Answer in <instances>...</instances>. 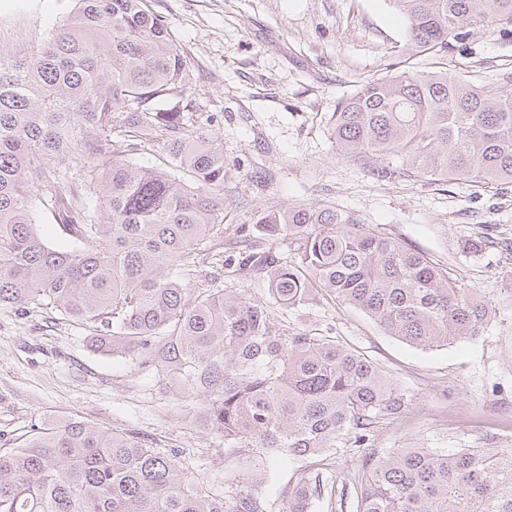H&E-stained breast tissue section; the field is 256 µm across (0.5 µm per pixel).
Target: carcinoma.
I'll use <instances>...</instances> for the list:
<instances>
[{
	"label": "carcinoma",
	"instance_id": "carcinoma-1",
	"mask_svg": "<svg viewBox=\"0 0 512 512\" xmlns=\"http://www.w3.org/2000/svg\"><path fill=\"white\" fill-rule=\"evenodd\" d=\"M416 53L449 52L473 29L512 39V0H393ZM187 56L145 0H77L63 24L0 47V307L50 305L97 324V348L202 398L199 422L253 458L317 456L285 512L333 504L328 451L361 450L356 512H512V448H367L408 408L381 368L336 336L288 333L265 302L200 288L196 256L224 237V147L194 115ZM336 154L384 176L512 184V89L448 68L362 84L331 115ZM159 166L136 164L145 145ZM91 196L61 187L58 157ZM51 211L68 244L35 231ZM238 265L288 312L326 296L421 348L473 339L492 308L448 269L332 205L267 209L241 227ZM288 240L293 258L277 251ZM0 512H266L263 483L220 497L177 454L132 432L52 421L0 454Z\"/></svg>",
	"mask_w": 512,
	"mask_h": 512
}]
</instances>
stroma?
<instances>
[{"label": "stroma", "mask_w": 512, "mask_h": 512, "mask_svg": "<svg viewBox=\"0 0 512 512\" xmlns=\"http://www.w3.org/2000/svg\"><path fill=\"white\" fill-rule=\"evenodd\" d=\"M182 46L191 97L216 115L224 144V252L241 250L240 227L267 208L330 204L448 267L491 303L482 336L420 349L387 334L347 304L289 311V332L332 333L374 361L410 401L399 421L376 428L383 450L447 453L512 448V184L478 190L460 181L382 180L338 156L330 116L359 85L385 76L406 49L405 22L390 0H149ZM74 0H0V45L21 47L31 29L60 25ZM453 72L500 89L512 41L475 30L454 44ZM482 238L481 250L464 244ZM97 328L46 307L0 308V452L52 420L78 419L136 433L177 453L215 494L260 479L267 512H283L309 459L277 456L249 467L195 418L200 400L131 356L91 345Z\"/></svg>", "instance_id": "obj_1"}]
</instances>
